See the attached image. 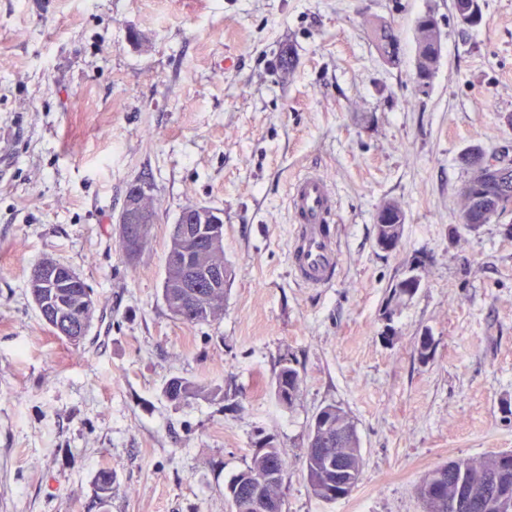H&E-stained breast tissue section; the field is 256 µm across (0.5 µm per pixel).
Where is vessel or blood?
Masks as SVG:
<instances>
[{
	"label": "vessel or blood",
	"instance_id": "obj_1",
	"mask_svg": "<svg viewBox=\"0 0 512 512\" xmlns=\"http://www.w3.org/2000/svg\"><path fill=\"white\" fill-rule=\"evenodd\" d=\"M289 208L291 274L309 288L330 286L337 275L340 250L333 188L321 174H303L290 187Z\"/></svg>",
	"mask_w": 512,
	"mask_h": 512
}]
</instances>
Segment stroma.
Segmentation results:
<instances>
[{"instance_id": "obj_1", "label": "stroma", "mask_w": 512, "mask_h": 512, "mask_svg": "<svg viewBox=\"0 0 512 512\" xmlns=\"http://www.w3.org/2000/svg\"><path fill=\"white\" fill-rule=\"evenodd\" d=\"M427 10L443 55L421 89ZM482 10L467 29L451 0H0V512H231L224 486L265 436L288 464L284 512H423L435 467L512 452V212L470 230L458 218L460 153L512 143V0ZM372 21L393 28L398 65ZM308 171L336 192L327 288L288 270L289 187ZM133 182L156 220L131 260L118 218ZM388 199L406 213L393 252L375 240ZM190 203L223 213L234 270L223 315L198 324L162 297ZM47 256L93 290L79 345L29 294ZM410 273L420 289L386 312ZM286 358L302 378L289 408L272 389ZM174 376L204 393L169 403ZM331 403L364 457L332 503L304 467ZM372 36L375 46L389 64H396L400 54V43L393 29L385 23L372 26Z\"/></svg>"}]
</instances>
